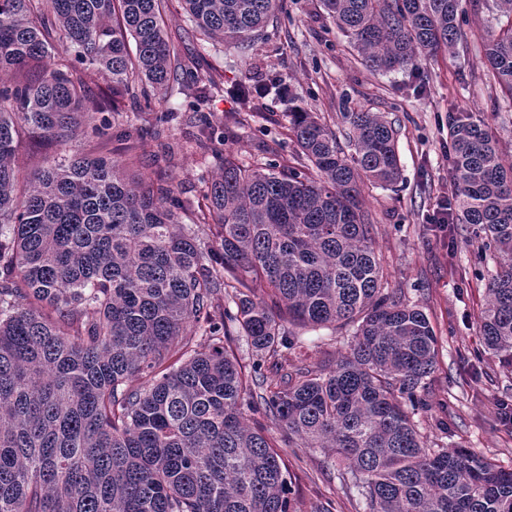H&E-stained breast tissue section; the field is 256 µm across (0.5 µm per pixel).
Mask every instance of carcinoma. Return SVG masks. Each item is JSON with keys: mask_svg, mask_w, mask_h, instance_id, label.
I'll return each mask as SVG.
<instances>
[{"mask_svg": "<svg viewBox=\"0 0 512 512\" xmlns=\"http://www.w3.org/2000/svg\"><path fill=\"white\" fill-rule=\"evenodd\" d=\"M180 2L193 32L245 52L286 0ZM319 2L373 74L468 49L463 0ZM495 10L481 52L512 103V0ZM164 14L165 0H0V512H297L282 450L245 407L329 451L365 512H512V468L433 448L414 420L437 337L383 288L358 187L401 178L382 113L342 114L351 154L315 113H288L295 166L239 160L201 117L190 148L217 174L195 204L98 153L15 162L20 133L65 144L80 128L135 158L122 100L176 93L198 113L224 91L211 70L188 75ZM281 86L239 83V111ZM448 165V233L472 228L497 265L483 345L512 364V161L452 105ZM294 326L348 332L346 353L305 364Z\"/></svg>", "mask_w": 512, "mask_h": 512, "instance_id": "carcinoma-1", "label": "carcinoma"}]
</instances>
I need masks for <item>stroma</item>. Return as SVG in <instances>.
Here are the masks:
<instances>
[{"mask_svg": "<svg viewBox=\"0 0 512 512\" xmlns=\"http://www.w3.org/2000/svg\"><path fill=\"white\" fill-rule=\"evenodd\" d=\"M492 4L493 0H479L469 8L464 29L470 49L464 57L424 60L415 74L369 73L325 19L318 0H287V13L269 25L264 43L253 51L243 54L220 43L202 47L190 42L185 56L203 55L221 74L226 90L211 97L205 109L223 119L225 149L246 162L273 158L266 148L272 139H284L288 113L297 106L319 113L343 144L349 128L342 113L364 107L394 121L402 181L386 188L363 179L359 188L386 288L416 302L438 338V363L426 391L429 406L418 416L420 429L430 439L508 467L512 423L505 421L501 406L512 404V367L484 352L477 326L494 267L480 264L479 243L467 232L451 236L431 222L450 180L449 102L480 113L505 154L512 155V106L494 108L497 92L478 51L482 36L495 24ZM275 73L285 78L290 95L269 97L262 111L245 114L243 123H236L238 104L229 88ZM90 149L81 137L60 145L28 135L19 141L16 159L34 171L46 157ZM157 149V144H150L138 173L173 183L182 199L194 200L207 165L188 151L174 167L163 168L154 158ZM293 157L294 150L288 147L273 159L283 164ZM285 458L300 512L326 500L332 501L334 512H364L356 491L341 485L323 454L289 448Z\"/></svg>", "mask_w": 512, "mask_h": 512, "instance_id": "stroma-1", "label": "stroma"}]
</instances>
